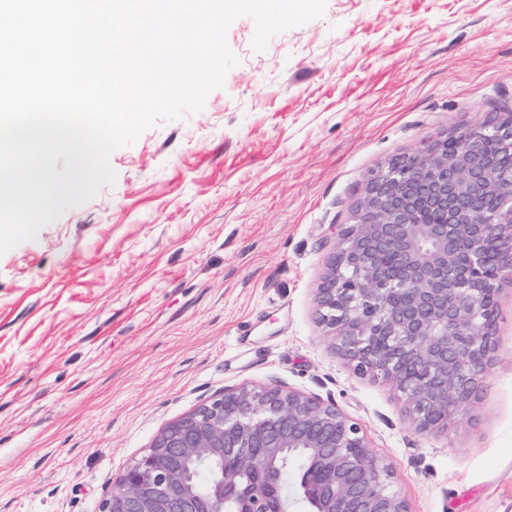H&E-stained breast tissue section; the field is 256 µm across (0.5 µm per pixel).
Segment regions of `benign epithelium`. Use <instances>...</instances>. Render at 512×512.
Listing matches in <instances>:
<instances>
[{
  "label": "benign epithelium",
  "mask_w": 512,
  "mask_h": 512,
  "mask_svg": "<svg viewBox=\"0 0 512 512\" xmlns=\"http://www.w3.org/2000/svg\"><path fill=\"white\" fill-rule=\"evenodd\" d=\"M512 280V113L369 179L317 289L362 373L396 384L422 432L448 428L492 366ZM391 470L334 404L281 387L224 392L165 425L102 512H408Z\"/></svg>",
  "instance_id": "1"
}]
</instances>
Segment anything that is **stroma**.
I'll return each mask as SVG.
<instances>
[{
	"mask_svg": "<svg viewBox=\"0 0 512 512\" xmlns=\"http://www.w3.org/2000/svg\"><path fill=\"white\" fill-rule=\"evenodd\" d=\"M203 108L114 150V184L0 255V512H100L162 427L241 386L336 405L410 512H512V285L478 400L416 430L315 296L370 174L512 112V0H326Z\"/></svg>",
	"mask_w": 512,
	"mask_h": 512,
	"instance_id": "obj_1",
	"label": "stroma"
}]
</instances>
